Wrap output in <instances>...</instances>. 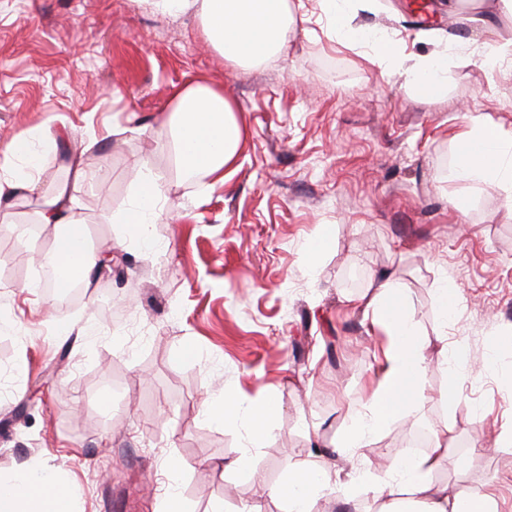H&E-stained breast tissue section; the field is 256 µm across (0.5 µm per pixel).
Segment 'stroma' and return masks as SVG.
Returning a JSON list of instances; mask_svg holds the SVG:
<instances>
[{"label": "stroma", "instance_id": "stroma-1", "mask_svg": "<svg viewBox=\"0 0 512 512\" xmlns=\"http://www.w3.org/2000/svg\"><path fill=\"white\" fill-rule=\"evenodd\" d=\"M360 0L357 25L387 33L405 60L439 52L448 85L419 97L368 43L336 37L320 0H301L283 55L245 68L212 49L194 13L167 15L139 0H0V144L35 130L69 131L45 157L36 194L0 223V474L28 462L69 485L80 512H186L258 504L285 512L266 488L315 448L331 449L380 375L383 337L351 298L389 275L407 288L422 333L441 325L436 289L459 287L449 345L466 351L465 383L439 402L448 372L432 363L426 397L359 456L346 475H384L417 430L448 435L437 475L470 494L494 484L512 501V207L494 189L452 180L455 137L483 115L512 133V70L487 55L512 43V18L478 29L461 0ZM202 80L239 109L246 138L223 183L186 175L159 146L172 95ZM85 153L102 187L71 185L91 246L115 248L120 273L100 272L68 305L35 287L33 252L56 228L38 197ZM146 163L165 185L168 217L146 240L113 223ZM326 246L312 254L319 231ZM193 347L197 358L178 361ZM108 395L111 412L98 398ZM249 406L274 398L271 433L251 449L255 478L214 464L243 447L240 424L204 417L206 398ZM350 505L312 512H383L354 484Z\"/></svg>", "mask_w": 512, "mask_h": 512}]
</instances>
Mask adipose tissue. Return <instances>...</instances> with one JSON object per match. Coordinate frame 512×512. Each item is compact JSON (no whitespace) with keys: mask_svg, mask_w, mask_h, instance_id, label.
<instances>
[{"mask_svg":"<svg viewBox=\"0 0 512 512\" xmlns=\"http://www.w3.org/2000/svg\"><path fill=\"white\" fill-rule=\"evenodd\" d=\"M164 14L195 12L211 46L226 61L239 65L267 62L285 47L295 23L289 0H148ZM379 58L393 62L420 97L433 99L443 94L447 78V56L437 53L414 59L406 65L397 61L388 38L374 39ZM176 116L172 135L161 146L183 169L202 174L214 182L224 179L225 169L237 161L243 129L237 107L223 91L203 83L178 90L171 107ZM459 165L453 175L469 182L497 188L512 202V135L494 123L473 118L456 140ZM56 138L35 135L12 138L0 149V200L34 192L39 184L44 154L55 151ZM78 200L67 185H58L43 200L39 221L61 224L68 230L65 242L56 244L58 261L77 264L82 280L96 276L98 256L87 241L78 217ZM164 212V188L150 170H142L132 209L122 218L129 235L143 238V226ZM354 306L370 314L386 336L380 379L367 401L352 418L336 443L339 453L355 455L367 447L394 417L407 416L424 394L428 368L426 350L436 346L440 360L463 357L462 348H449L446 331L424 336L408 314L410 299L402 284L389 276L378 278L370 294L354 298ZM277 410L274 401L263 400L241 410L230 397L204 402L207 416L224 421H244L248 446L270 434ZM241 449L230 466L239 478L251 479L253 460ZM448 459V441L435 438L427 452L401 457L384 478L371 477L373 490L389 502L388 512H460L461 493L451 486L436 487L432 475ZM349 484L337 478L329 459L311 454L305 462L290 467L287 480L274 484L269 495L284 500L288 512H311L315 499L327 495L348 497ZM0 512H77L67 484L56 474L30 466L0 475Z\"/></svg>","mask_w":512,"mask_h":512,"instance_id":"obj_1","label":"adipose tissue"}]
</instances>
